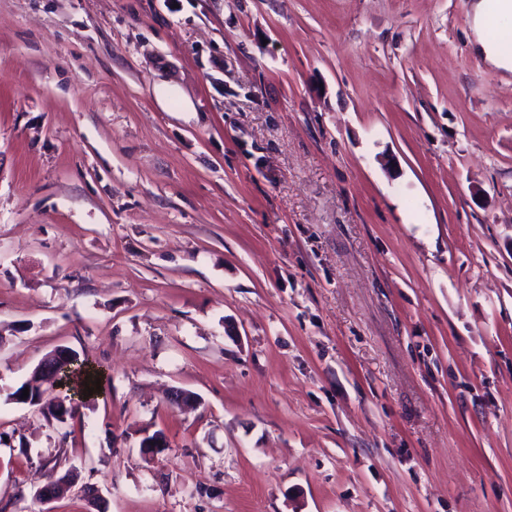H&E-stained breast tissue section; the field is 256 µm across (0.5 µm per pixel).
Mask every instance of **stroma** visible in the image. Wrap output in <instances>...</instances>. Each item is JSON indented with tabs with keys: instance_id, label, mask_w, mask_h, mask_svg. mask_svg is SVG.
I'll return each instance as SVG.
<instances>
[{
	"instance_id": "1",
	"label": "stroma",
	"mask_w": 512,
	"mask_h": 512,
	"mask_svg": "<svg viewBox=\"0 0 512 512\" xmlns=\"http://www.w3.org/2000/svg\"><path fill=\"white\" fill-rule=\"evenodd\" d=\"M471 3L0 0V512H512ZM60 347L107 377L62 424L7 398Z\"/></svg>"
}]
</instances>
